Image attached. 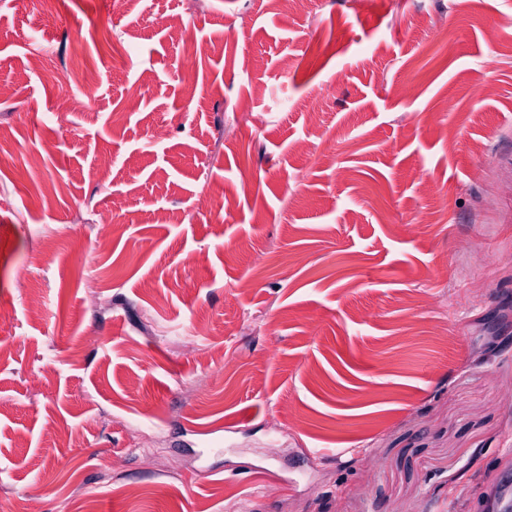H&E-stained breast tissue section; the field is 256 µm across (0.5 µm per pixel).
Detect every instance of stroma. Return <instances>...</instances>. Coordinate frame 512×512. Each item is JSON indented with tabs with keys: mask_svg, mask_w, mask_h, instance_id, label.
<instances>
[{
	"mask_svg": "<svg viewBox=\"0 0 512 512\" xmlns=\"http://www.w3.org/2000/svg\"><path fill=\"white\" fill-rule=\"evenodd\" d=\"M56 7L0 0V512H493L512 0Z\"/></svg>",
	"mask_w": 512,
	"mask_h": 512,
	"instance_id": "1",
	"label": "stroma"
}]
</instances>
